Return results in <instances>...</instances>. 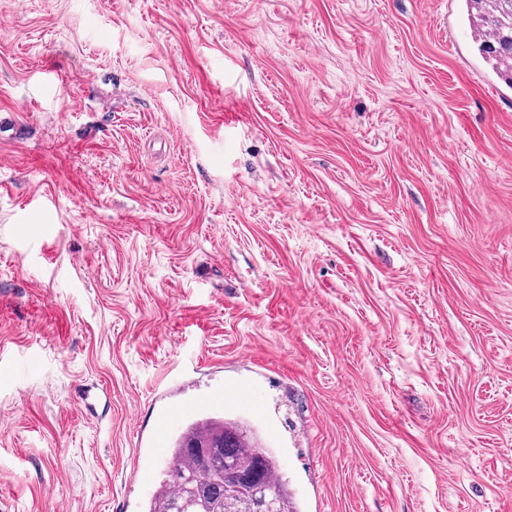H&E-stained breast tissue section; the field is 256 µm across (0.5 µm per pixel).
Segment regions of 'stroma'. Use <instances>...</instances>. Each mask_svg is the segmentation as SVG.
<instances>
[{"label":"stroma","mask_w":512,"mask_h":512,"mask_svg":"<svg viewBox=\"0 0 512 512\" xmlns=\"http://www.w3.org/2000/svg\"><path fill=\"white\" fill-rule=\"evenodd\" d=\"M473 29L0 0V512H142L174 395L301 512H512V88ZM197 406L190 400L166 403L162 415L155 422L150 438V448L154 457L163 462L165 466L170 460L168 453L169 431Z\"/></svg>","instance_id":"35a3bbf8"}]
</instances>
